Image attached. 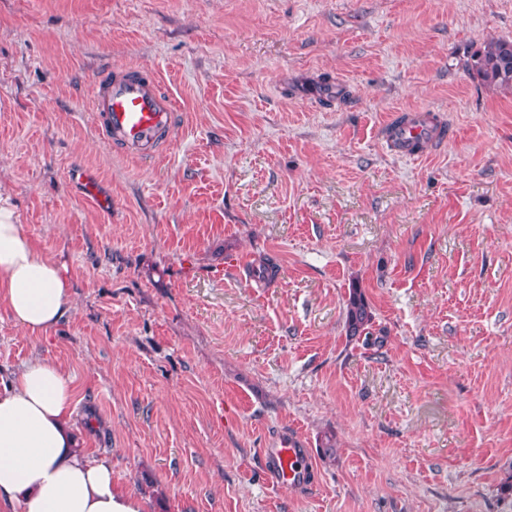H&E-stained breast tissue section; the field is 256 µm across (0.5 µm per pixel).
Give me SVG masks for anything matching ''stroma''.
<instances>
[{"instance_id": "obj_1", "label": "stroma", "mask_w": 512, "mask_h": 512, "mask_svg": "<svg viewBox=\"0 0 512 512\" xmlns=\"http://www.w3.org/2000/svg\"><path fill=\"white\" fill-rule=\"evenodd\" d=\"M497 39L512 0H0V194L72 282L45 339L0 305V377L62 365L147 512H512V90L470 69ZM141 65L176 115L150 158L91 112ZM415 109L448 139L394 157ZM285 434L309 485L263 469ZM383 130L387 151L406 159L419 158L421 147L427 140L443 142L447 139L444 121L427 111L400 114L387 123ZM372 321V312L361 288L351 289L345 311L346 330L350 336L363 333Z\"/></svg>"}]
</instances>
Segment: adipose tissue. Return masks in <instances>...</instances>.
Masks as SVG:
<instances>
[{
    "label": "adipose tissue",
    "instance_id": "adipose-tissue-1",
    "mask_svg": "<svg viewBox=\"0 0 512 512\" xmlns=\"http://www.w3.org/2000/svg\"><path fill=\"white\" fill-rule=\"evenodd\" d=\"M70 295L66 267L38 249L0 197V304L29 337L49 333ZM66 370L35 358L0 382V512H145L116 488L109 459L89 458L75 435Z\"/></svg>",
    "mask_w": 512,
    "mask_h": 512
}]
</instances>
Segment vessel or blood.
<instances>
[{"instance_id":"vessel-or-blood-1","label":"vessel or blood","mask_w":512,"mask_h":512,"mask_svg":"<svg viewBox=\"0 0 512 512\" xmlns=\"http://www.w3.org/2000/svg\"><path fill=\"white\" fill-rule=\"evenodd\" d=\"M92 110L103 136L134 148L142 157L158 152L174 124L172 106L150 69L99 77ZM446 138L444 121L427 111L401 114L385 125L383 135L387 151L406 159L419 158L427 141ZM263 467L278 484L304 486L310 479L308 451L293 436L279 438L264 449Z\"/></svg>"}]
</instances>
